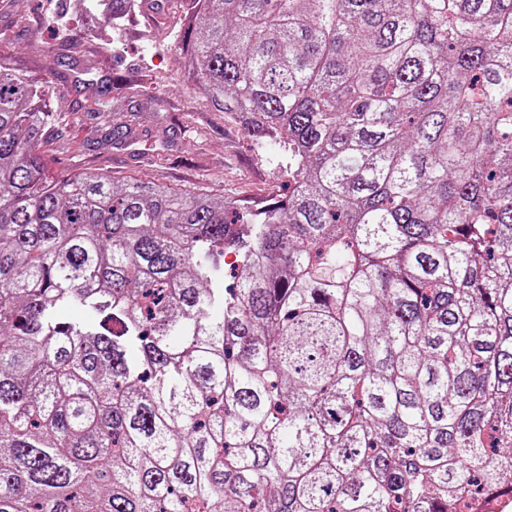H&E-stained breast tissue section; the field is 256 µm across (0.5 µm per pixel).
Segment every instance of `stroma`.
<instances>
[{
  "instance_id": "stroma-1",
  "label": "stroma",
  "mask_w": 512,
  "mask_h": 512,
  "mask_svg": "<svg viewBox=\"0 0 512 512\" xmlns=\"http://www.w3.org/2000/svg\"><path fill=\"white\" fill-rule=\"evenodd\" d=\"M184 0H157L133 13L116 30L88 32L79 0H67L73 67L50 71L57 51L56 31L47 22V0H0V56L48 76L50 104L69 126L66 142H50L53 170L59 174L86 167L109 171L115 184L128 177L173 187L207 186L242 199L285 196L288 178L277 162L261 155L250 139L223 113L208 110L201 93L188 90L175 60ZM110 76L127 78L125 93L151 96L139 136L122 146H106L96 122L73 113L79 103L93 104L98 84Z\"/></svg>"
}]
</instances>
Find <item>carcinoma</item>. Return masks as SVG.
<instances>
[{
  "instance_id": "cac0c4a2",
  "label": "carcinoma",
  "mask_w": 512,
  "mask_h": 512,
  "mask_svg": "<svg viewBox=\"0 0 512 512\" xmlns=\"http://www.w3.org/2000/svg\"><path fill=\"white\" fill-rule=\"evenodd\" d=\"M189 2L179 67L292 192L58 175L49 80L0 60V512L512 496V0Z\"/></svg>"
}]
</instances>
